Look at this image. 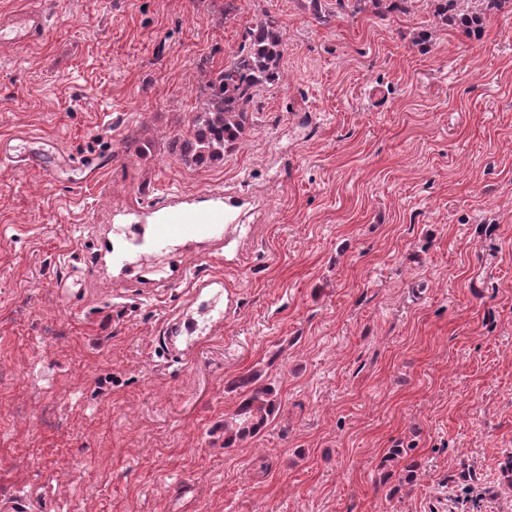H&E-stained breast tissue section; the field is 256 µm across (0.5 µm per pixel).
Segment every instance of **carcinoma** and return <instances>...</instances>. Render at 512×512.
<instances>
[{
    "mask_svg": "<svg viewBox=\"0 0 512 512\" xmlns=\"http://www.w3.org/2000/svg\"><path fill=\"white\" fill-rule=\"evenodd\" d=\"M352 13L367 11L406 12L411 0H338ZM460 0H430L437 22L460 23L471 28L482 26L484 13L461 12ZM284 42L279 20L271 15L259 19L246 31L245 45L237 57L212 79L219 93L209 94L201 111L195 113L187 127L178 134L182 159L206 164L224 158V149L244 134L249 123V107L260 88L279 83L283 76ZM253 371L237 377L234 388L242 392L235 411L234 425L224 424V444L230 445L253 437L266 425L275 411V389L259 383Z\"/></svg>",
    "mask_w": 512,
    "mask_h": 512,
    "instance_id": "obj_1",
    "label": "carcinoma"
}]
</instances>
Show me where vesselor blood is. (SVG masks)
Returning a JSON list of instances; mask_svg holds the SVG:
<instances>
[{
  "label": "vessel or blood",
  "instance_id": "1",
  "mask_svg": "<svg viewBox=\"0 0 512 512\" xmlns=\"http://www.w3.org/2000/svg\"><path fill=\"white\" fill-rule=\"evenodd\" d=\"M45 28L42 13L16 12L0 24V45L33 43ZM0 161L18 168L37 167L52 175L60 168L62 157L55 146L36 144L31 135H18L0 140ZM112 222V240L98 241L97 249L99 255H110L113 268L127 285L143 289L148 297H160L171 288L184 286V301L165 315L155 349L162 356L189 361L205 332L201 317H208L211 325H221L236 311L238 299L223 278L190 268L179 255L193 244L222 246L236 232L239 217L225 204L223 192L212 190L195 206L168 201L149 207L125 204L113 209ZM151 260L168 265L169 272L147 282L142 273Z\"/></svg>",
  "mask_w": 512,
  "mask_h": 512
}]
</instances>
